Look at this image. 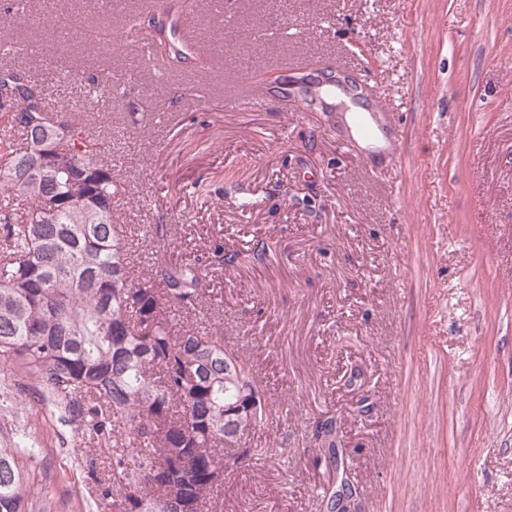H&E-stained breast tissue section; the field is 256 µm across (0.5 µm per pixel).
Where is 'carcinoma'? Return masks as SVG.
<instances>
[{
	"label": "carcinoma",
	"mask_w": 512,
	"mask_h": 512,
	"mask_svg": "<svg viewBox=\"0 0 512 512\" xmlns=\"http://www.w3.org/2000/svg\"><path fill=\"white\" fill-rule=\"evenodd\" d=\"M180 0L126 31L177 72L205 58L176 41ZM106 76L87 95L97 111L112 101ZM53 91L20 66L0 65V119L16 147L9 162L43 152L37 130L53 123L57 167L19 184L0 168V365H17L63 405L92 455L91 476L107 512H207L224 484L226 448L256 425L279 420L252 368L216 331L187 323L205 295L209 270L224 271V248L201 266L152 259L135 276L136 243L112 215L123 175L105 158L89 124L52 103ZM333 470L344 464L332 439ZM0 448V512H26L19 458Z\"/></svg>",
	"instance_id": "carcinoma-1"
}]
</instances>
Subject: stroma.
Returning <instances> with one entry per match:
<instances>
[{
  "label": "stroma",
  "mask_w": 512,
  "mask_h": 512,
  "mask_svg": "<svg viewBox=\"0 0 512 512\" xmlns=\"http://www.w3.org/2000/svg\"><path fill=\"white\" fill-rule=\"evenodd\" d=\"M145 11L27 0L28 23L0 24V39L59 91L102 73L127 86L100 133L126 178L112 211L139 236L138 264L151 224L173 227L169 261L218 244L232 260L193 322L223 332L288 414L250 431L217 512H326V420L349 460L345 512H512V0H183L213 67L160 81L114 36ZM285 62L375 85L393 159L371 172L327 112L226 104ZM147 101L156 119L131 122ZM21 440L36 450L21 466L27 512H98L62 406L0 369V448Z\"/></svg>",
  "instance_id": "stroma-1"
}]
</instances>
